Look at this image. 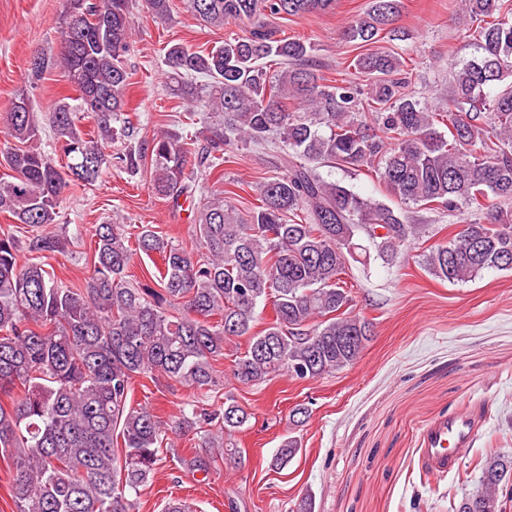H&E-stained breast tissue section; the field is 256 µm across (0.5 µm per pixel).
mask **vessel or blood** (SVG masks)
Masks as SVG:
<instances>
[{
    "mask_svg": "<svg viewBox=\"0 0 512 512\" xmlns=\"http://www.w3.org/2000/svg\"><path fill=\"white\" fill-rule=\"evenodd\" d=\"M481 419L472 411L451 413L427 424L422 432L420 457L434 475L450 474L460 463L480 428Z\"/></svg>",
    "mask_w": 512,
    "mask_h": 512,
    "instance_id": "obj_1",
    "label": "vessel or blood"
}]
</instances>
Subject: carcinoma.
Returning <instances> with one entry per match:
<instances>
[{
	"label": "carcinoma",
	"mask_w": 512,
	"mask_h": 512,
	"mask_svg": "<svg viewBox=\"0 0 512 512\" xmlns=\"http://www.w3.org/2000/svg\"><path fill=\"white\" fill-rule=\"evenodd\" d=\"M462 22L477 55L453 66L448 109L439 112L401 92L403 61L388 51L356 57L370 93L324 82L310 64L311 44L272 38L262 17L327 11L335 0H188L196 17L214 27L253 26L246 39L229 38L207 53L177 43L165 52L168 88L181 99L204 96L219 120L201 135L159 132L137 142L126 113L127 56L132 48L131 0H64L59 49L35 52L29 73L56 67L77 92L33 110L19 93L0 113V212L18 224L43 227L28 250L55 253L65 190L92 183L115 159L138 172L150 164L152 192L174 202L196 183L188 155L208 174L224 165L238 143L280 154L283 171L258 187L246 216L227 200L195 212L198 246L187 248L149 227L129 245L125 225L95 227L84 288L63 284L38 262L20 259L18 239L0 234V457L11 462L16 512H135V498L159 465V443L169 433L196 432L195 453L183 462L209 474L219 458L244 463L233 436L252 414L233 399L209 409L220 386L214 362L224 343L246 338L230 370L234 380L258 385L286 374L314 380L354 364L372 324L354 312L343 275L364 236L377 257L395 263L401 247L426 233L385 202L325 181L315 165H348L376 175L392 199L434 206L462 216L448 243L426 255L437 278L471 279L486 269L512 270V3L461 0ZM155 18L172 20L171 0H145ZM402 0H370L363 16L345 26L348 42H376L400 17ZM281 58L295 68L267 78L259 61ZM49 126L58 165L41 146ZM127 141L114 157L112 143ZM158 255L156 287L128 274L133 256ZM271 306L273 320L256 330ZM163 376L192 399L170 421L132 403L140 376ZM124 448L114 446V434ZM300 442L285 439L273 465L285 468ZM512 459L486 458L480 486L462 503L475 512H503L512 498Z\"/></svg>",
	"instance_id": "1"
}]
</instances>
